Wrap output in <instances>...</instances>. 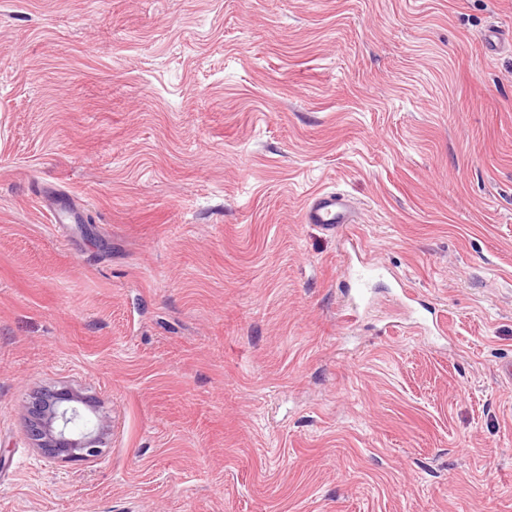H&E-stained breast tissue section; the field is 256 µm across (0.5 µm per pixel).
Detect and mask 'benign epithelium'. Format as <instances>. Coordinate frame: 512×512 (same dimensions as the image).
Listing matches in <instances>:
<instances>
[{"label":"benign epithelium","mask_w":512,"mask_h":512,"mask_svg":"<svg viewBox=\"0 0 512 512\" xmlns=\"http://www.w3.org/2000/svg\"><path fill=\"white\" fill-rule=\"evenodd\" d=\"M88 409L87 397L72 386L34 393L27 424L35 448L53 461H86L99 456L111 423L97 413L89 417Z\"/></svg>","instance_id":"obj_1"}]
</instances>
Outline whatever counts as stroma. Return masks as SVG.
<instances>
[{"label":"stroma","mask_w":512,"mask_h":512,"mask_svg":"<svg viewBox=\"0 0 512 512\" xmlns=\"http://www.w3.org/2000/svg\"><path fill=\"white\" fill-rule=\"evenodd\" d=\"M506 359L512 0H0V512H512ZM304 221L307 224H319L329 232L336 231L341 224L353 223L348 200L339 193L317 194L305 209ZM27 410L31 439L45 458L86 461L102 452L111 432L110 420L91 409L83 392L72 386L41 390L32 395ZM94 414V420L83 408Z\"/></svg>","instance_id":"obj_1"}]
</instances>
